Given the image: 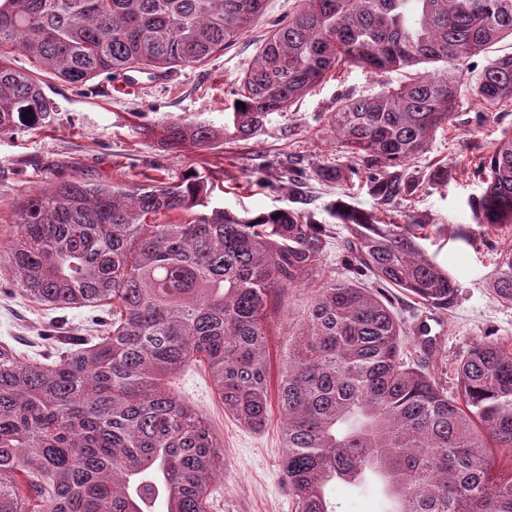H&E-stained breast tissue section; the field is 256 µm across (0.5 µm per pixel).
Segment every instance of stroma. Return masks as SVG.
I'll list each match as a JSON object with an SVG mask.
<instances>
[{"label": "stroma", "instance_id": "obj_1", "mask_svg": "<svg viewBox=\"0 0 512 512\" xmlns=\"http://www.w3.org/2000/svg\"><path fill=\"white\" fill-rule=\"evenodd\" d=\"M298 0H266L259 20L236 44L205 64L174 70L168 81L143 79L139 91L112 94L109 79L98 77L77 86L37 72L20 51L10 57L16 69L37 75L55 110L48 123L23 127L0 137V238L13 231L11 205L22 192L49 190L58 181L141 182L146 176L177 180L190 168H210L219 190L214 199L234 211L265 212L307 201L313 219L325 224L327 247L318 273L304 285L272 298L269 322L270 369L278 371L293 324L289 312L313 296L320 281L333 278L370 284L368 275L349 264L344 225L331 223L325 205L340 199L379 218L411 214L431 227L423 246L448 268L458 294L441 310L444 334L438 349L425 353L415 336L427 308L413 295L386 289L388 305L405 329L404 360L433 373L457 395L456 367L476 343L493 339L512 344V302L498 298L488 282L502 255L512 252V224L496 228L477 223L470 203L487 180L479 161L504 130L512 131V105L494 107L464 102L452 122L438 131L424 153L412 159L406 173L418 192L382 204L373 192V172L358 167L349 179L326 182L319 168H348L328 128L330 112L341 97L361 98L397 86L399 73L375 75L347 67L316 87L290 111L274 115L260 135L225 140L208 150L174 154L140 124L179 118L223 124L243 73L254 62L266 36L287 20ZM448 168L447 184L432 182L431 170ZM106 317L100 308L51 309L23 297L12 278L0 276V344L30 361L50 349L52 340L89 336ZM175 394L206 420L224 451V471L214 483L209 512H295L281 466L283 416L271 404L265 426L247 428L225 414L213 394L203 366L194 365L172 382ZM336 512H385L377 486L336 484L331 492Z\"/></svg>", "mask_w": 512, "mask_h": 512}]
</instances>
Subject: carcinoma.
Here are the masks:
<instances>
[{
    "instance_id": "1",
    "label": "carcinoma",
    "mask_w": 512,
    "mask_h": 512,
    "mask_svg": "<svg viewBox=\"0 0 512 512\" xmlns=\"http://www.w3.org/2000/svg\"><path fill=\"white\" fill-rule=\"evenodd\" d=\"M266 0H0V45L73 85L201 65L233 46ZM512 0H299L240 80L224 125L143 128L171 153L259 134L341 65L374 74L440 63L394 89L342 98L328 125L351 165L377 168L385 204L418 191L404 166L465 100L512 101ZM486 64L465 78L467 62ZM41 81L0 54V134L42 123ZM479 224H512V132L483 157ZM172 182L66 179L25 192L0 239V275L53 309L104 307L100 334L44 360L0 344V512H208L224 456L171 391L208 367L224 411L254 430L269 406L272 294L318 271L326 228L303 208L241 215L213 200L211 175ZM354 266L377 289L329 278L288 337L278 380L282 472L296 512H336L328 485L374 473L391 512H512V346L474 344L459 394L401 357L402 326L379 289L446 309L455 278L421 241L426 225L386 222L341 200ZM179 212L183 220L160 221ZM490 287L512 301V253Z\"/></svg>"
}]
</instances>
